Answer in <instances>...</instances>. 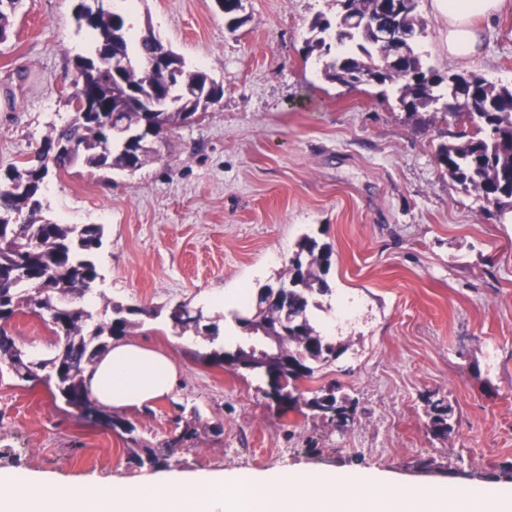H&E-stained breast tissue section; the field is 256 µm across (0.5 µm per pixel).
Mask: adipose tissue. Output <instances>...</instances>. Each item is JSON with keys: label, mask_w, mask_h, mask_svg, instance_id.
Instances as JSON below:
<instances>
[{"label": "adipose tissue", "mask_w": 512, "mask_h": 512, "mask_svg": "<svg viewBox=\"0 0 512 512\" xmlns=\"http://www.w3.org/2000/svg\"><path fill=\"white\" fill-rule=\"evenodd\" d=\"M432 4L448 21L449 60L467 66L481 55L485 32L480 22H492L507 0H432ZM175 382V365L167 353L123 339L112 342L86 373L91 397L121 411L169 395Z\"/></svg>", "instance_id": "adipose-tissue-1"}]
</instances>
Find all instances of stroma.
<instances>
[{
  "mask_svg": "<svg viewBox=\"0 0 512 512\" xmlns=\"http://www.w3.org/2000/svg\"><path fill=\"white\" fill-rule=\"evenodd\" d=\"M75 0H23L0 42V172L33 156L72 116L66 103L87 32ZM133 33L152 26L187 66L224 86L204 118L173 126L160 157L136 172L51 175L43 215L100 224L96 314L106 303L142 309L131 338L165 351L171 394L123 412L137 437L163 447L177 420L194 421L193 448L173 470L372 467L409 482L441 473L407 468L414 457L451 458L464 471L512 461V206L495 208L452 180L437 156L455 125L440 112H406L390 85L327 82L308 52L316 15L336 0H244L229 29L215 0H105ZM418 47L441 76L447 25L418 0ZM512 84V10L487 28L471 67ZM333 254L322 306L356 308L336 325L346 352L315 376L338 384L355 423L323 427L266 398L267 381L217 365L224 339L186 340L167 318L176 304L203 310L216 290L274 283L303 236ZM6 329L24 351L52 356L60 339L38 316ZM452 408V431L433 439L426 399ZM126 434L88 421L42 384L0 376V454L18 469L77 480L139 473Z\"/></svg>",
  "mask_w": 512,
  "mask_h": 512,
  "instance_id": "1",
  "label": "stroma"
}]
</instances>
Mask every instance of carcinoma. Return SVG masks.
<instances>
[{
    "label": "carcinoma",
    "instance_id": "carcinoma-1",
    "mask_svg": "<svg viewBox=\"0 0 512 512\" xmlns=\"http://www.w3.org/2000/svg\"><path fill=\"white\" fill-rule=\"evenodd\" d=\"M22 0H0V42L8 39L11 21ZM339 9L335 20L316 17L310 26L308 52L316 51L327 58L323 76L345 87L363 84H400L399 91L410 97L407 110L428 111L439 102L441 111L450 115L461 109L474 117L470 129L453 134L458 142L443 145L437 157L448 175L459 184L476 190L487 202L499 205L512 199V87L495 85L473 74H453L448 78L433 73L426 66L414 43L402 44L403 54L414 62L422 79L429 85L418 92L405 68L393 62L391 49L369 43L366 30L380 27L398 36L423 28L416 13L417 0H404L400 12L386 13L380 0H336ZM76 21L92 34L85 53L76 56L75 65L85 81H75L69 93L71 119L55 132L50 141H72L74 154L64 156L57 168L80 166L94 175L103 169L136 171L152 160L155 152L124 143L106 126V118L116 105L113 85L121 82L134 93L151 99L166 93L180 100L183 108L198 109L201 101L191 89L198 84L215 82L200 69L187 68L176 53L172 58L181 65L183 83L172 84L167 71L152 67L156 52L163 43L151 29L132 38L124 15L117 12L93 11L80 0ZM43 160L35 158L13 166L0 174V323L19 313L48 315L51 331L64 337L56 355L49 360L34 361L16 340L0 327V367L21 381L40 380L52 388L54 396L88 419L119 428L130 436L135 447L130 460L139 468H157L177 452L188 451L197 438L191 424L165 441L166 452L143 445L134 437L136 427L92 400L85 390L84 373L93 365L114 339H123L138 325L132 316H152L145 308L112 306V317L89 325L92 311L81 302L98 278L94 261L104 236L100 224L82 226L59 224L41 216L40 194L26 198L17 196L12 184L35 181ZM332 251L311 237H304L289 258L279 287L266 285L259 289L253 320L235 315L240 328L254 336H263L278 345L279 354L239 348L233 352L211 354L217 364L244 367L267 378L265 396L282 411L301 405L327 425L346 427L353 423L355 409L337 399L336 388H303L315 371L340 357L336 344L328 341L311 323L312 311L319 308L313 301L316 293L326 294L331 288L325 279L331 266ZM168 318L175 327L194 328L197 335L213 336L217 326H200L202 312L194 313L186 305L171 309ZM288 321V335L269 331L277 323ZM430 431L440 437L452 430V410L444 400H427Z\"/></svg>",
    "mask_w": 512,
    "mask_h": 512
}]
</instances>
